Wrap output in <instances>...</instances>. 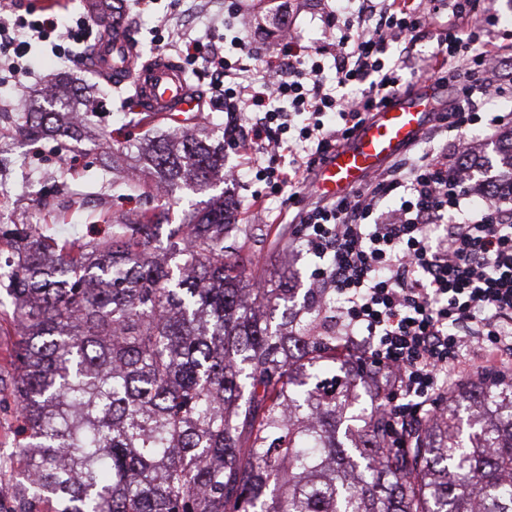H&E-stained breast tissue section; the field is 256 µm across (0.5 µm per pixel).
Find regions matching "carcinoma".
<instances>
[{
  "label": "carcinoma",
  "instance_id": "carcinoma-1",
  "mask_svg": "<svg viewBox=\"0 0 512 512\" xmlns=\"http://www.w3.org/2000/svg\"><path fill=\"white\" fill-rule=\"evenodd\" d=\"M92 112H26L13 135L75 137ZM512 188V130L497 146ZM159 183L208 191L224 144L153 142ZM150 185L112 179V196ZM162 212L115 211L112 234L56 239L0 224V330L19 337L15 451L0 512H512V376H476L399 433L354 355L296 302L293 273L252 282L219 197L161 240ZM284 309L283 321L273 312Z\"/></svg>",
  "mask_w": 512,
  "mask_h": 512
}]
</instances>
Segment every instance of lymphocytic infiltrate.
<instances>
[{"label":"lymphocytic infiltrate","mask_w":512,"mask_h":512,"mask_svg":"<svg viewBox=\"0 0 512 512\" xmlns=\"http://www.w3.org/2000/svg\"><path fill=\"white\" fill-rule=\"evenodd\" d=\"M480 2L346 0L328 33L336 47L331 86L320 78L323 46L302 53L287 43L268 76L244 84L239 63L180 40L181 55L203 61L225 110L242 124L249 156L225 178L258 183L250 204L260 208L271 195L297 203L309 175L401 88L417 43L435 38L430 78L452 97L432 127L448 134L446 148L409 153L364 187L292 218L294 240L319 261L313 298L342 297L337 333L385 393L393 424L405 428L442 409L449 387L469 372L468 352L488 373L512 364V201L464 206L476 154L462 135L479 126L497 139L512 127L511 115L486 120L479 111L481 102L512 99V74L501 69L511 50L486 40ZM443 15L447 27L432 30ZM88 24L81 18L62 30L52 14H0V56L22 58L35 40L63 53ZM329 114L334 124L325 123ZM390 197L399 208L380 212Z\"/></svg>","instance_id":"lymphocytic-infiltrate-1"}]
</instances>
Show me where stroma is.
<instances>
[{
  "label": "stroma",
  "instance_id": "35a3bbf8",
  "mask_svg": "<svg viewBox=\"0 0 512 512\" xmlns=\"http://www.w3.org/2000/svg\"><path fill=\"white\" fill-rule=\"evenodd\" d=\"M126 3L136 44L176 61L202 100V112L188 120L140 114L134 99L123 88L109 84L95 68L85 62L72 66L43 43L33 42L21 70L0 73V130L9 131L20 113L57 110L58 101L46 98L47 89L56 84L77 93L80 103L90 105L99 117L87 134L88 144L79 151L50 140L35 152L25 141L9 139V146L22 156L23 163L12 166L9 194L0 200L4 220L21 223L43 212L47 215L46 232L53 237L88 240L102 235L108 230L105 213L132 212L143 205L135 197L113 199L104 188L103 177L112 173L113 149H120L123 155L121 177L142 179L146 173L139 156L149 140L181 130L201 131L213 139L228 135L223 95L197 66L161 45V38L169 32H185L203 47H217L225 56L241 59L238 76L250 81L261 78L268 65L276 64L283 35H290L303 47L322 41L337 7L335 0H197L188 15L182 0ZM239 36L250 46L251 57L240 58L235 47ZM64 167L72 171L65 182L59 177ZM216 189L234 205L235 222L242 228L238 243L252 259L254 280L270 279L277 268L287 267L294 274L292 287L302 292L310 288L316 260L290 241L287 201L273 197L267 200L265 210L257 211L247 206L254 184L222 182ZM209 198V193L182 184L167 185L156 192L154 203L164 207L166 223L178 225L186 223L193 211L205 208Z\"/></svg>",
  "mask_w": 512,
  "mask_h": 512
}]
</instances>
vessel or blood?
<instances>
[{"mask_svg":"<svg viewBox=\"0 0 512 512\" xmlns=\"http://www.w3.org/2000/svg\"><path fill=\"white\" fill-rule=\"evenodd\" d=\"M89 17L104 26L95 49L97 66L118 83H131L135 101L142 112L186 114L200 111V101L173 62L155 59L134 67L128 37L127 10H111L106 0H84ZM435 109L433 94L426 89L414 95L395 93L388 97L374 118L338 148L331 159L310 178L313 194L334 199L345 196L382 173L387 164L424 129Z\"/></svg>","mask_w":512,"mask_h":512,"instance_id":"1","label":"vessel or blood"}]
</instances>
